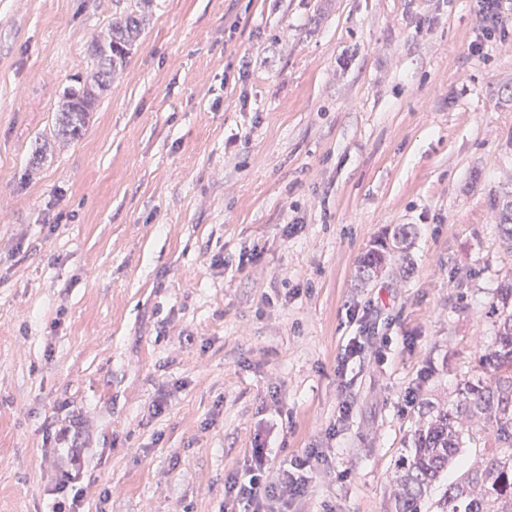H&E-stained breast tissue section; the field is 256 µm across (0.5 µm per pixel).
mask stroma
I'll return each instance as SVG.
<instances>
[{
    "mask_svg": "<svg viewBox=\"0 0 512 512\" xmlns=\"http://www.w3.org/2000/svg\"><path fill=\"white\" fill-rule=\"evenodd\" d=\"M129 6L0 0V512L64 481L80 512H224L259 438L276 468L330 451L292 512H389L418 402L481 375L512 278V42L474 0H152L55 144ZM399 224L407 259L359 282ZM368 305L384 360L337 376ZM152 0H134L125 14L112 20L107 31L91 42L93 66L85 74L74 75L64 91L62 109L55 118V136L62 142L81 137L99 96L120 75L136 45L146 21V6Z\"/></svg>",
    "mask_w": 512,
    "mask_h": 512,
    "instance_id": "35a3bbf8",
    "label": "stroma"
}]
</instances>
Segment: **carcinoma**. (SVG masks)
<instances>
[{
  "mask_svg": "<svg viewBox=\"0 0 512 512\" xmlns=\"http://www.w3.org/2000/svg\"><path fill=\"white\" fill-rule=\"evenodd\" d=\"M151 0H134L128 11L112 20L107 31L91 42L92 68L77 74L64 91L65 102L55 118V136L63 142L81 137L99 96L120 75L146 21ZM499 226L512 243V202L502 208ZM413 229L403 224L392 242L369 250L356 277L368 281L384 268L391 253L404 252ZM497 320L493 349L482 367L489 377L467 380L446 409L421 403L422 417L411 439L410 455L395 462L393 512H424L435 489L444 487L434 502L435 512H512V279L497 288ZM484 421L492 424L493 445L463 474L441 485L448 469L465 448V427Z\"/></svg>",
  "mask_w": 512,
  "mask_h": 512,
  "instance_id": "cac0c4a2",
  "label": "carcinoma"
}]
</instances>
